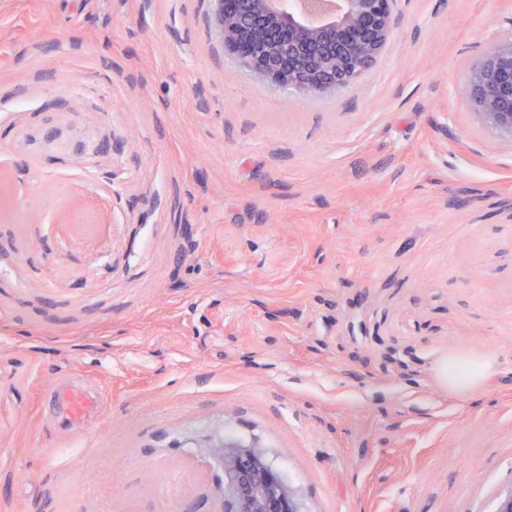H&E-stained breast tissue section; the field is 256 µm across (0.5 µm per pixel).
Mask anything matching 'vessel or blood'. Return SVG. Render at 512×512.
Segmentation results:
<instances>
[{
  "label": "vessel or blood",
  "instance_id": "vessel-or-blood-1",
  "mask_svg": "<svg viewBox=\"0 0 512 512\" xmlns=\"http://www.w3.org/2000/svg\"><path fill=\"white\" fill-rule=\"evenodd\" d=\"M48 420L56 430L70 432L101 413L104 394L81 384L58 382L43 394Z\"/></svg>",
  "mask_w": 512,
  "mask_h": 512
}]
</instances>
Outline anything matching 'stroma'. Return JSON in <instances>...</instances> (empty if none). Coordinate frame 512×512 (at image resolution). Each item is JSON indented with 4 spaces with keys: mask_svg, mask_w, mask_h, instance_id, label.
I'll return each mask as SVG.
<instances>
[{
    "mask_svg": "<svg viewBox=\"0 0 512 512\" xmlns=\"http://www.w3.org/2000/svg\"><path fill=\"white\" fill-rule=\"evenodd\" d=\"M391 13L376 63L304 98L211 0H0V512H218L185 442L217 425L305 512H495L512 139L468 75L512 0ZM451 355L495 372L452 390ZM58 377L105 389L102 424L45 428Z\"/></svg>",
    "mask_w": 512,
    "mask_h": 512,
    "instance_id": "stroma-1",
    "label": "stroma"
}]
</instances>
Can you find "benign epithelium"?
Masks as SVG:
<instances>
[{
    "instance_id": "benign-epithelium-1",
    "label": "benign epithelium",
    "mask_w": 512,
    "mask_h": 512,
    "mask_svg": "<svg viewBox=\"0 0 512 512\" xmlns=\"http://www.w3.org/2000/svg\"><path fill=\"white\" fill-rule=\"evenodd\" d=\"M213 20L240 65L303 97L324 94L358 78L381 53L393 29L388 0H214ZM482 120L512 138V39L497 42L474 90ZM206 448L224 473V512H302L295 490L255 446L210 435Z\"/></svg>"
}]
</instances>
